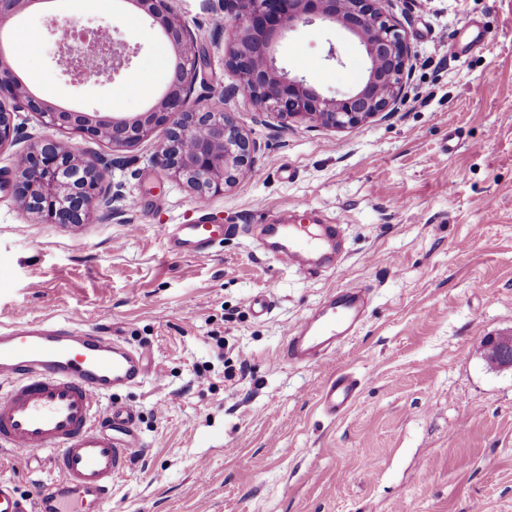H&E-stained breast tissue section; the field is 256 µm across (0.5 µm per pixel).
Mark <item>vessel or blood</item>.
Segmentation results:
<instances>
[{
  "instance_id": "1",
  "label": "vessel or blood",
  "mask_w": 512,
  "mask_h": 512,
  "mask_svg": "<svg viewBox=\"0 0 512 512\" xmlns=\"http://www.w3.org/2000/svg\"><path fill=\"white\" fill-rule=\"evenodd\" d=\"M270 256L301 267L309 254L335 250V224H268ZM228 227L202 221L164 224L169 252L206 256ZM365 290L340 288L299 324L278 353L279 360L308 364L330 358L337 342L352 336L362 320ZM153 358L104 329L89 330L79 317L37 319L0 326V447L46 451L55 471L39 483L33 500L0 483V512H104L112 485L126 472L139 445L134 407L103 410L113 391L142 384L153 375ZM360 383L340 370L320 395L323 411L344 413Z\"/></svg>"
}]
</instances>
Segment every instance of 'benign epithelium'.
Here are the masks:
<instances>
[{
	"mask_svg": "<svg viewBox=\"0 0 512 512\" xmlns=\"http://www.w3.org/2000/svg\"><path fill=\"white\" fill-rule=\"evenodd\" d=\"M35 0H0V34L8 22ZM134 6L172 47L176 65L159 100L137 113H100L64 109L33 94L15 70L8 47L0 41V90L12 103L0 100V150L18 132L14 117L33 112L42 126L115 146L132 147L165 126L167 140L153 158L168 177L188 186L207 201L250 173L256 145L238 126L233 113L190 106L206 60L190 28L174 14L173 0H123ZM381 0H224L231 14L225 24L231 35L229 66L238 77L236 91L284 121L316 123L346 129L388 111L403 96L412 51L406 33L380 7ZM334 23L364 49L367 78L359 88L339 97L326 96L305 79L277 66L274 47L286 33L315 21ZM50 32L69 31L61 43L65 72L77 84L101 78L110 81L127 69L138 45L116 38L114 28L98 24L76 30L68 17L49 20ZM15 165L14 194L44 224L85 223L99 208L110 207L117 193L103 185L109 163L94 155L67 149L44 136L30 144ZM485 357L500 368L512 366V331L491 338Z\"/></svg>",
	"mask_w": 512,
	"mask_h": 512,
	"instance_id": "benign-epithelium-1",
	"label": "benign epithelium"
}]
</instances>
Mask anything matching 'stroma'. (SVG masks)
Masks as SVG:
<instances>
[{
  "label": "stroma",
  "instance_id": "1",
  "mask_svg": "<svg viewBox=\"0 0 512 512\" xmlns=\"http://www.w3.org/2000/svg\"><path fill=\"white\" fill-rule=\"evenodd\" d=\"M383 7L415 52L403 97L335 131L280 122L236 93L223 0H174L207 60L194 100L234 113L258 146L252 172L206 211L153 164L162 126L132 147L57 133L76 153L115 160L108 176L123 185L122 200L77 228L39 223L15 198L16 155L47 133L36 115L21 113L0 151V324L76 313L153 356L154 377L114 396L136 408L141 449L112 486V512H512V371L483 356L488 337L512 331V0ZM56 15L110 23L140 50L115 80L75 86L52 37L11 46L34 94L113 113L143 111L163 92L172 50L125 0H41L9 33ZM471 22L486 44L454 51ZM276 53L328 96L366 78L362 48L329 22L289 32ZM135 82L149 96L130 93ZM312 211L341 225V268L310 274L265 257L254 228ZM201 220L241 231L204 257L167 252L160 225ZM339 288L369 289L370 302L334 360H277L292 328ZM256 296L268 313H254ZM340 369L361 391L332 418L318 400ZM37 458L0 450V480L33 498L53 476L47 453Z\"/></svg>",
  "mask_w": 512,
  "mask_h": 512
}]
</instances>
